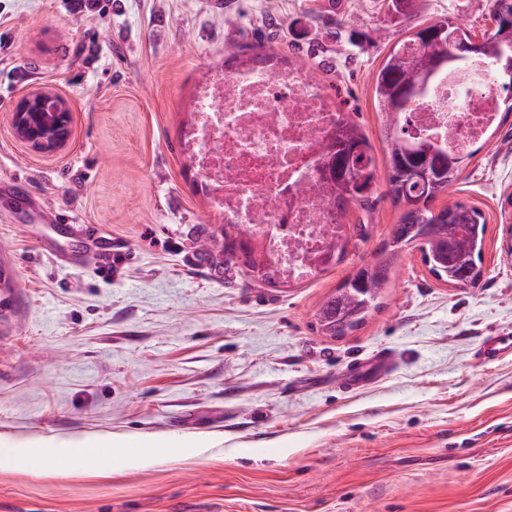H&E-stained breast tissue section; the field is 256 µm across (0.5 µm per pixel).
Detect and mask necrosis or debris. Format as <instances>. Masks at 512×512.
<instances>
[{"instance_id":"4bbe7bcc","label":"necrosis or debris","mask_w":512,"mask_h":512,"mask_svg":"<svg viewBox=\"0 0 512 512\" xmlns=\"http://www.w3.org/2000/svg\"><path fill=\"white\" fill-rule=\"evenodd\" d=\"M503 95L488 73L476 81L439 73L403 119L412 136L466 153L497 119ZM337 108L299 68L214 70L194 93L182 151L212 214L260 238L269 265L292 283L311 280L342 233L320 203V161ZM274 197L262 209L259 197Z\"/></svg>"}]
</instances>
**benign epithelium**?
<instances>
[{"mask_svg":"<svg viewBox=\"0 0 512 512\" xmlns=\"http://www.w3.org/2000/svg\"><path fill=\"white\" fill-rule=\"evenodd\" d=\"M70 122L69 103L46 90L24 94L10 112L14 133L39 154H53L67 143Z\"/></svg>","mask_w":512,"mask_h":512,"instance_id":"7a95c632","label":"benign epithelium"}]
</instances>
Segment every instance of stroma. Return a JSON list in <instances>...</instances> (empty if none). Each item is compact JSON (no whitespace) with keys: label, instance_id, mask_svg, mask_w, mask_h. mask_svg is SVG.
<instances>
[{"label":"stroma","instance_id":"stroma-1","mask_svg":"<svg viewBox=\"0 0 512 512\" xmlns=\"http://www.w3.org/2000/svg\"><path fill=\"white\" fill-rule=\"evenodd\" d=\"M0 0V180L23 172L45 207L120 244L60 264L47 225L0 190V434L20 440L166 436L132 467L69 459L0 466V512H512V355L475 361L512 333V118L485 139L457 200L487 222L476 287L437 280L418 250L381 306L340 339L314 310L377 257L402 214L389 196L350 204L348 245L313 280L254 284L197 242L220 228L183 158L180 129L210 69L272 52L304 69L372 145L387 146L374 74L413 27L449 18L474 39L491 0ZM64 96L67 146L32 152L9 124L33 89ZM392 366L357 390L355 363ZM203 435L212 448H182ZM512 353V336H490L482 341L477 351V359L490 363ZM392 364V359L389 355H381L379 356L373 364L366 366L360 370H358V367L352 366L349 374L345 378V383L347 385L348 390H354L356 389L361 383L364 382L365 374L369 370H374L378 375H381L382 373L386 372Z\"/></svg>","mask_w":512,"mask_h":512}]
</instances>
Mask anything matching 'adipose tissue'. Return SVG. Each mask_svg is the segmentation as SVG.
Masks as SVG:
<instances>
[{"mask_svg": "<svg viewBox=\"0 0 512 512\" xmlns=\"http://www.w3.org/2000/svg\"><path fill=\"white\" fill-rule=\"evenodd\" d=\"M166 444L167 441L163 438H134L117 434L56 445L0 435V464L40 470L53 456L69 454L82 459L95 457L105 467L118 460L132 465L147 454L149 449L162 448Z\"/></svg>", "mask_w": 512, "mask_h": 512, "instance_id": "obj_1", "label": "adipose tissue"}]
</instances>
